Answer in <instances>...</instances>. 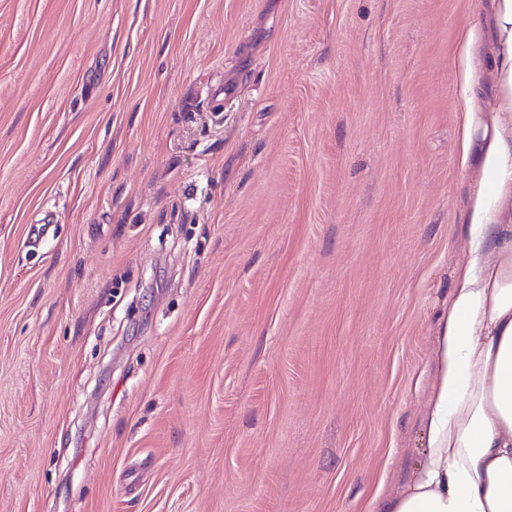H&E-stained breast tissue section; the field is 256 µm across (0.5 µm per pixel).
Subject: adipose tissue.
Returning a JSON list of instances; mask_svg holds the SVG:
<instances>
[{"mask_svg": "<svg viewBox=\"0 0 512 512\" xmlns=\"http://www.w3.org/2000/svg\"><path fill=\"white\" fill-rule=\"evenodd\" d=\"M489 61L503 109L466 112L463 153L481 170L466 261L439 316L426 447L402 489L369 512H512V0H494Z\"/></svg>", "mask_w": 512, "mask_h": 512, "instance_id": "obj_1", "label": "adipose tissue"}]
</instances>
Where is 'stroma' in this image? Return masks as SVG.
I'll return each instance as SVG.
<instances>
[{
  "mask_svg": "<svg viewBox=\"0 0 512 512\" xmlns=\"http://www.w3.org/2000/svg\"><path fill=\"white\" fill-rule=\"evenodd\" d=\"M492 14L0 0V512L399 487L466 257L464 116L499 107Z\"/></svg>",
  "mask_w": 512,
  "mask_h": 512,
  "instance_id": "obj_1",
  "label": "stroma"
}]
</instances>
